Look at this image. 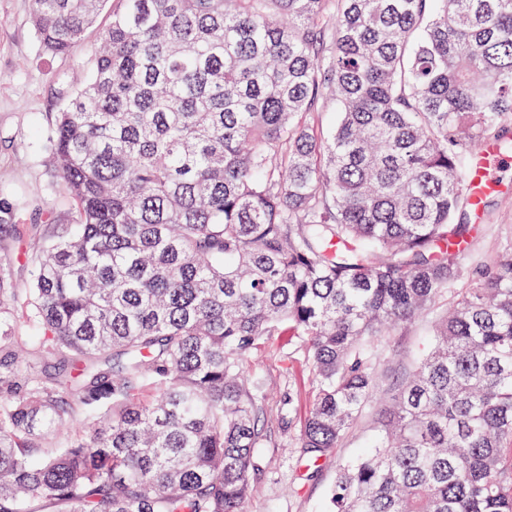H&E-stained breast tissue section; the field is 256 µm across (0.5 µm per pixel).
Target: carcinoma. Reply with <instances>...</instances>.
I'll list each match as a JSON object with an SVG mask.
<instances>
[{
    "label": "carcinoma",
    "mask_w": 512,
    "mask_h": 512,
    "mask_svg": "<svg viewBox=\"0 0 512 512\" xmlns=\"http://www.w3.org/2000/svg\"><path fill=\"white\" fill-rule=\"evenodd\" d=\"M32 24L99 48L50 144L77 228L0 279V512H246L249 355L305 347L315 464L377 399L380 338L445 294L328 512H512V249L456 287L471 161L512 149V0H33Z\"/></svg>",
    "instance_id": "1"
}]
</instances>
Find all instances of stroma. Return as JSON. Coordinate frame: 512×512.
Masks as SVG:
<instances>
[{
	"label": "stroma",
	"mask_w": 512,
	"mask_h": 512,
	"mask_svg": "<svg viewBox=\"0 0 512 512\" xmlns=\"http://www.w3.org/2000/svg\"><path fill=\"white\" fill-rule=\"evenodd\" d=\"M32 0H0V278L29 287L33 267L20 246H39L76 220L77 206L55 171L49 150L62 103L61 85H77L86 75L95 33L69 55L43 51L31 22ZM487 226L474 248L461 258L460 287L475 283L473 270L512 244V166L495 170L483 198ZM432 333L423 318L386 337L387 351L398 364L383 382L385 389L422 356ZM303 347L286 337H268L247 361L271 416L269 444L262 451L263 470L246 504V512H322L328 487L339 466L363 448L374 434L375 408H367L333 456L320 462L313 476L296 446L300 421L309 407L312 387Z\"/></svg>",
	"instance_id": "obj_1"
}]
</instances>
